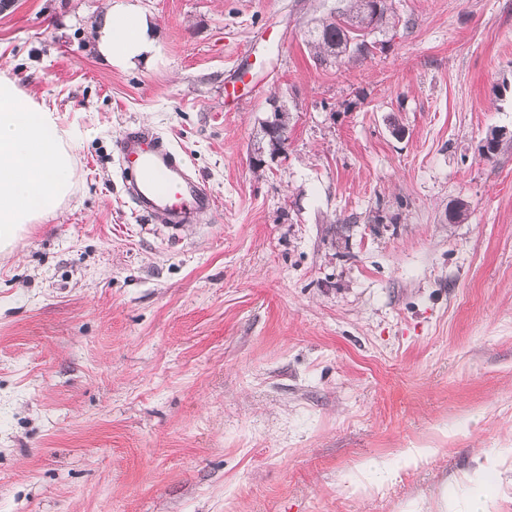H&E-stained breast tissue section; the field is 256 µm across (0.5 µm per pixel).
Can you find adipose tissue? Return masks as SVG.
<instances>
[{
	"label": "adipose tissue",
	"instance_id": "obj_1",
	"mask_svg": "<svg viewBox=\"0 0 512 512\" xmlns=\"http://www.w3.org/2000/svg\"><path fill=\"white\" fill-rule=\"evenodd\" d=\"M148 16L108 5L96 29L98 53L117 66L153 54ZM77 171L68 129L56 112L0 76V256L10 255L30 225L69 196Z\"/></svg>",
	"mask_w": 512,
	"mask_h": 512
}]
</instances>
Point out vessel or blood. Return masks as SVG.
Masks as SVG:
<instances>
[{"label":"vessel or blood","mask_w":512,"mask_h":512,"mask_svg":"<svg viewBox=\"0 0 512 512\" xmlns=\"http://www.w3.org/2000/svg\"><path fill=\"white\" fill-rule=\"evenodd\" d=\"M119 156L128 194L141 216L177 225L212 209L211 194L161 136L142 129L128 132L120 140Z\"/></svg>","instance_id":"b4317fda"}]
</instances>
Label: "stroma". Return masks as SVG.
Instances as JSON below:
<instances>
[{"mask_svg": "<svg viewBox=\"0 0 512 512\" xmlns=\"http://www.w3.org/2000/svg\"><path fill=\"white\" fill-rule=\"evenodd\" d=\"M127 2L134 69L95 48L106 0H0V75L79 172L0 258V512H464L478 467L512 512V0H394L327 63L305 32L345 0ZM135 127L211 211L135 213Z\"/></svg>", "mask_w": 512, "mask_h": 512, "instance_id": "obj_1", "label": "stroma"}]
</instances>
